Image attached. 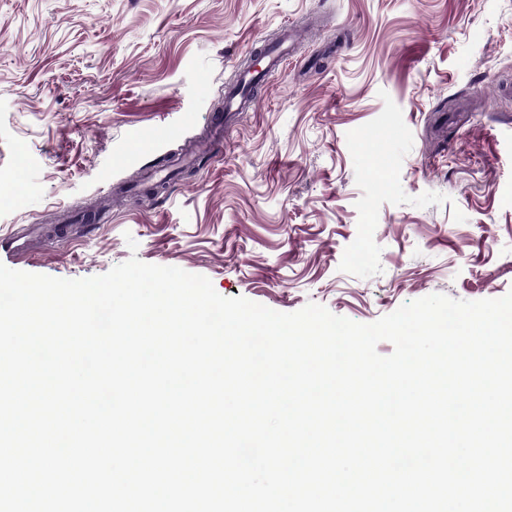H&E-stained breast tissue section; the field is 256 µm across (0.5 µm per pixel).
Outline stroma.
I'll return each instance as SVG.
<instances>
[{"mask_svg":"<svg viewBox=\"0 0 512 512\" xmlns=\"http://www.w3.org/2000/svg\"><path fill=\"white\" fill-rule=\"evenodd\" d=\"M289 36L219 153L160 199L119 195L209 138L234 69ZM58 209L100 228L31 239L15 269L136 257L358 323L503 297L512 0H0V234Z\"/></svg>","mask_w":512,"mask_h":512,"instance_id":"35a3bbf8","label":"stroma"}]
</instances>
